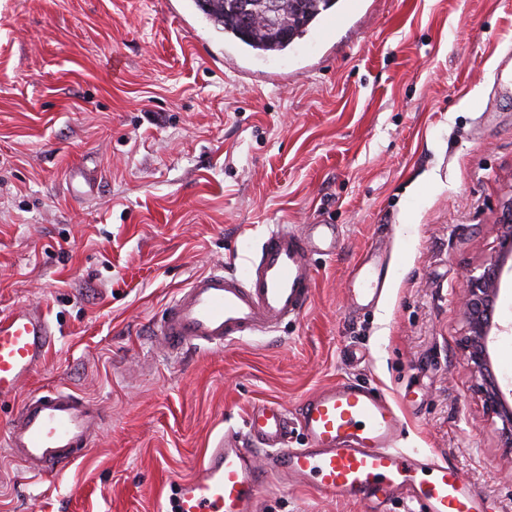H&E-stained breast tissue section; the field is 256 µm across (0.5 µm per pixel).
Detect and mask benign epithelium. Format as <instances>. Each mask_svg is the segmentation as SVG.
Returning <instances> with one entry per match:
<instances>
[{
    "label": "benign epithelium",
    "instance_id": "7a95c632",
    "mask_svg": "<svg viewBox=\"0 0 512 512\" xmlns=\"http://www.w3.org/2000/svg\"><path fill=\"white\" fill-rule=\"evenodd\" d=\"M500 250L497 259L480 275L467 274L463 307L468 322L464 351L478 389L491 410L501 419L508 444L512 446V408L505 402L493 373L488 342L496 324L494 314L504 266L512 257V200L500 219Z\"/></svg>",
    "mask_w": 512,
    "mask_h": 512
}]
</instances>
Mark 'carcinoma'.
Instances as JSON below:
<instances>
[{"instance_id":"1","label":"carcinoma","mask_w":512,"mask_h":512,"mask_svg":"<svg viewBox=\"0 0 512 512\" xmlns=\"http://www.w3.org/2000/svg\"><path fill=\"white\" fill-rule=\"evenodd\" d=\"M237 0H194L196 8L216 30L234 39L258 56L282 52L304 38L337 0H281L276 23L253 20L245 23Z\"/></svg>"}]
</instances>
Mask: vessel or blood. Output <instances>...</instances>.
I'll list each match as a JSON object with an SVG mask.
<instances>
[{"mask_svg":"<svg viewBox=\"0 0 512 512\" xmlns=\"http://www.w3.org/2000/svg\"><path fill=\"white\" fill-rule=\"evenodd\" d=\"M336 250V227L299 232L277 224L256 260L234 271L215 269L179 289L152 323L170 356L223 348L270 333L309 307L315 285L312 257ZM383 264L366 253L352 269L350 296L373 307ZM56 330L41 307L20 305L0 316V403L19 400L0 446L33 474L56 478L83 458L103 425L98 408L61 388L19 399L22 381L43 365ZM299 430L304 447L289 445ZM404 426L378 389L350 379L319 388L296 414L273 400L254 403L243 431L225 430L206 449L197 473L178 481L170 512H255L270 477L300 480L318 495L368 502L406 493L417 512H483L481 498L458 469L401 448Z\"/></svg>","mask_w":512,"mask_h":512,"instance_id":"obj_1","label":"vessel or blood"}]
</instances>
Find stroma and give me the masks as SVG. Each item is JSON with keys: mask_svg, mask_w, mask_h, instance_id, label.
Returning a JSON list of instances; mask_svg holds the SVG:
<instances>
[{"mask_svg": "<svg viewBox=\"0 0 512 512\" xmlns=\"http://www.w3.org/2000/svg\"><path fill=\"white\" fill-rule=\"evenodd\" d=\"M331 14L329 37L260 58L191 0H0V315L39 305L58 328L22 394L65 387L105 418L60 479L0 449V512H158L252 403L292 411L341 378L390 398L403 447L512 512V447L467 364L461 305L512 198V0H338ZM76 165L98 182L80 201ZM273 224L339 232L313 258L305 314L171 359L149 320ZM373 249L384 291L349 312ZM495 322L512 403V270ZM257 512L372 509L296 482L270 484Z\"/></svg>", "mask_w": 512, "mask_h": 512, "instance_id": "1", "label": "stroma"}]
</instances>
